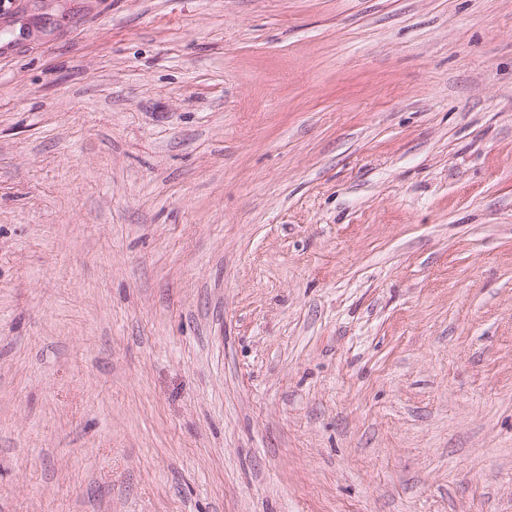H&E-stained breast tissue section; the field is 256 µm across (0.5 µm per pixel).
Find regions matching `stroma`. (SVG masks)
Returning <instances> with one entry per match:
<instances>
[{"label": "stroma", "mask_w": 512, "mask_h": 512, "mask_svg": "<svg viewBox=\"0 0 512 512\" xmlns=\"http://www.w3.org/2000/svg\"><path fill=\"white\" fill-rule=\"evenodd\" d=\"M0 512H512V0H0Z\"/></svg>", "instance_id": "stroma-1"}]
</instances>
